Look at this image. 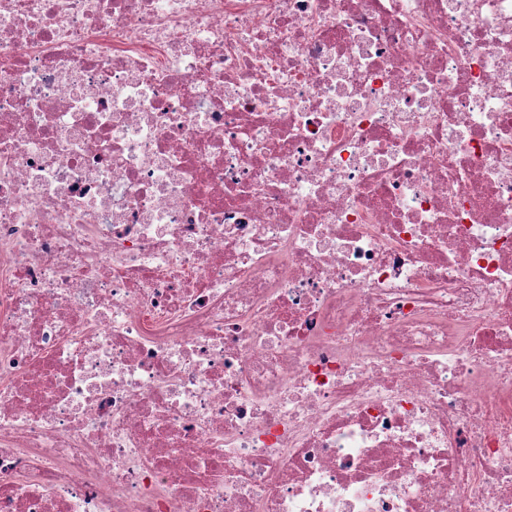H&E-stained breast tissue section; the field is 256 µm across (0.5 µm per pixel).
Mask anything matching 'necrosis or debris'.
Segmentation results:
<instances>
[{
    "label": "necrosis or debris",
    "mask_w": 512,
    "mask_h": 512,
    "mask_svg": "<svg viewBox=\"0 0 512 512\" xmlns=\"http://www.w3.org/2000/svg\"><path fill=\"white\" fill-rule=\"evenodd\" d=\"M0 512H512V0H0Z\"/></svg>",
    "instance_id": "obj_1"
}]
</instances>
